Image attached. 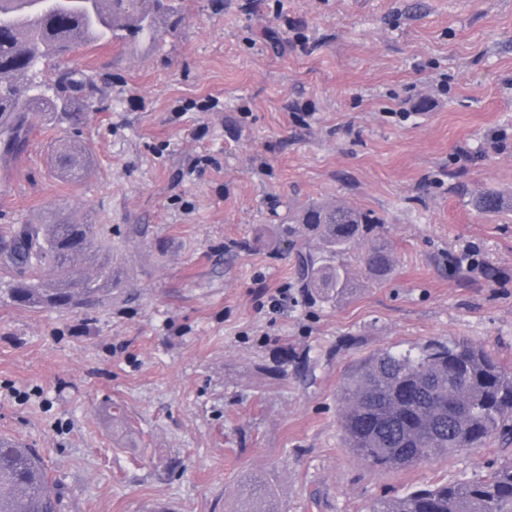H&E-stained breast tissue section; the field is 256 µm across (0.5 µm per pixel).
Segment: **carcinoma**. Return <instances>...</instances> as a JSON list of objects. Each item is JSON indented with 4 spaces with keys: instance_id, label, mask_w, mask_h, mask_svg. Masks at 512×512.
<instances>
[{
    "instance_id": "carcinoma-1",
    "label": "carcinoma",
    "mask_w": 512,
    "mask_h": 512,
    "mask_svg": "<svg viewBox=\"0 0 512 512\" xmlns=\"http://www.w3.org/2000/svg\"><path fill=\"white\" fill-rule=\"evenodd\" d=\"M176 0H0V156L20 155L44 112L73 118V104L104 92L90 70L65 62L80 47L156 39ZM90 157L75 147L61 158L76 176ZM477 209L501 213L494 191ZM384 219L370 210L334 203L287 207L274 225L280 242L299 240L296 279L301 293L329 302L352 289L348 268L336 256L367 240ZM367 271L381 276L393 266L392 249L371 245ZM0 267L16 274L11 301L33 309L86 305L112 284L106 243L93 224H24L3 237ZM340 432L359 459L384 469H406L485 447L512 444V365L467 339L418 351L380 349L356 366L339 392ZM238 512H278L274 491L253 485L241 492ZM59 494L39 454L0 437V512H59ZM371 512H512V457L470 479L380 501Z\"/></svg>"
}]
</instances>
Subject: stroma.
<instances>
[{
  "label": "stroma",
  "instance_id": "stroma-1",
  "mask_svg": "<svg viewBox=\"0 0 512 512\" xmlns=\"http://www.w3.org/2000/svg\"><path fill=\"white\" fill-rule=\"evenodd\" d=\"M74 58L107 96L0 160V234L93 224L112 254L111 294L74 310L13 304L0 268V436L61 512H233L254 481L280 512H370L512 456L373 467L337 398L381 348L464 337L512 363V0H179L156 41ZM321 200L382 216L394 263L374 278L356 244L355 288L312 303L272 228Z\"/></svg>",
  "mask_w": 512,
  "mask_h": 512
}]
</instances>
